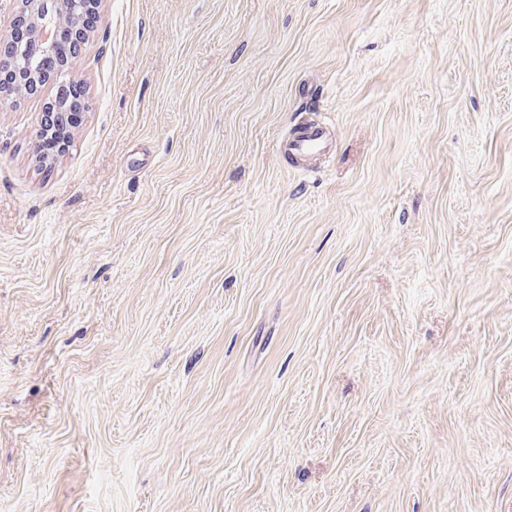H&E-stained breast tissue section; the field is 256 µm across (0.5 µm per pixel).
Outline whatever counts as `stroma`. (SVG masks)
<instances>
[{"mask_svg": "<svg viewBox=\"0 0 512 512\" xmlns=\"http://www.w3.org/2000/svg\"><path fill=\"white\" fill-rule=\"evenodd\" d=\"M99 15L51 168L0 104V512H500L512 0Z\"/></svg>", "mask_w": 512, "mask_h": 512, "instance_id": "35a3bbf8", "label": "stroma"}]
</instances>
